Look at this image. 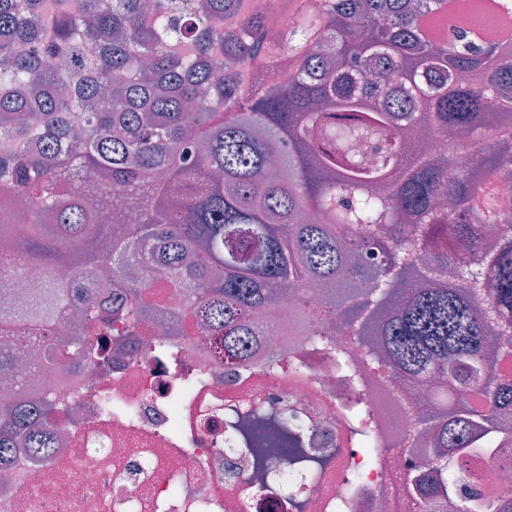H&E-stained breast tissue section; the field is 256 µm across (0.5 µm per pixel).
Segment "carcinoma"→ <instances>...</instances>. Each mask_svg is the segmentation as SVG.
<instances>
[{
    "instance_id": "cac0c4a2",
    "label": "carcinoma",
    "mask_w": 512,
    "mask_h": 512,
    "mask_svg": "<svg viewBox=\"0 0 512 512\" xmlns=\"http://www.w3.org/2000/svg\"><path fill=\"white\" fill-rule=\"evenodd\" d=\"M0 0V468L58 440L44 379L95 364L151 317L192 318L228 368L262 353L264 313L288 307L354 381L352 441L382 440L373 380L407 391L410 512H512L485 461L512 469V41L433 39L445 0L301 4L272 37L244 0ZM26 42L29 53L16 52ZM269 65L279 68L270 84ZM463 137L472 163L430 156L416 130ZM367 138L369 162L347 145ZM126 199L110 223L101 211ZM317 210L319 224L297 223ZM502 244L486 243L488 226ZM106 274L109 304L80 288ZM38 348L17 379V349ZM429 385L424 401L415 389ZM247 444L296 492L324 457L291 408L256 410ZM288 449L276 461L269 445ZM359 475L345 479L348 512Z\"/></svg>"
}]
</instances>
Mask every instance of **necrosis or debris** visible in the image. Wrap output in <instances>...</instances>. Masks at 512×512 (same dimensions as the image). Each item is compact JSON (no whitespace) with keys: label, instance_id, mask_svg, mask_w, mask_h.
I'll return each mask as SVG.
<instances>
[{"label":"necrosis or debris","instance_id":"4bbe7bcc","mask_svg":"<svg viewBox=\"0 0 512 512\" xmlns=\"http://www.w3.org/2000/svg\"><path fill=\"white\" fill-rule=\"evenodd\" d=\"M286 312L266 321L265 360L231 374L199 327L175 332L167 321L147 324L145 336L163 337L170 352L156 356L143 344L107 349L105 366L77 371L51 384L55 420L64 438L47 457L18 454L0 476V512H291L288 493L243 452L224 446L225 419L270 402L294 407L316 429L307 452L339 448L305 489V512H336L345 477L359 473L351 512H393V480L403 473L399 452L371 455L347 444L336 419V394L348 384L332 356L307 337L286 338ZM293 350L302 377L273 373L269 357ZM199 372L207 382L193 393L181 382ZM136 409L135 418L102 420L93 408L101 397Z\"/></svg>","mask_w":512,"mask_h":512}]
</instances>
